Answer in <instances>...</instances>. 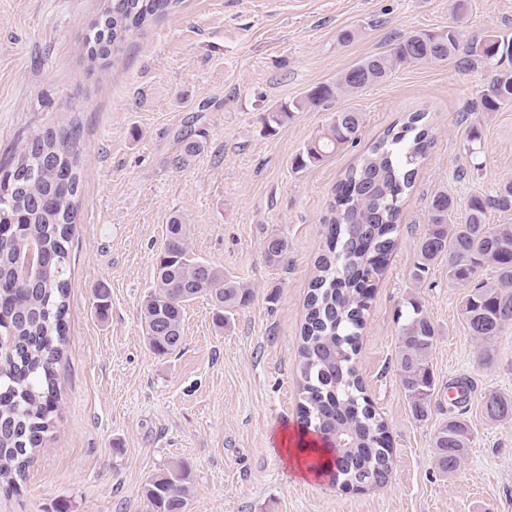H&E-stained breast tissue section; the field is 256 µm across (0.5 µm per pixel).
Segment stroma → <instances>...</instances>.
<instances>
[{
    "mask_svg": "<svg viewBox=\"0 0 512 512\" xmlns=\"http://www.w3.org/2000/svg\"><path fill=\"white\" fill-rule=\"evenodd\" d=\"M107 0H0V161L45 127L81 125L79 212L71 243L67 345L55 364L60 396L49 429L0 512H149L145 484L172 463L195 487L190 512H512V421L489 423L480 401L464 416L473 442L441 473L434 434L448 418L436 397L416 420L400 387L395 313L408 297L437 331V389L468 376L478 391L512 395V326L489 366L460 314L466 287L446 261L413 277L431 199L457 212L512 179V107L492 117L472 102L488 79L459 59L415 64L387 81L267 126L391 37L461 25L465 38L512 35V0H183L135 34L116 62L90 59L86 38ZM355 30L343 44L341 31ZM347 107L363 114L356 143L327 162L293 158ZM426 113L435 145L403 206L397 245L372 281L356 365L387 424L388 481L362 492L294 475L269 443L297 431L305 301L334 216L333 188L383 131ZM478 127L481 141L469 147ZM197 150L185 155L187 142ZM195 254L252 288L250 304L214 321L202 298L184 313L179 352L160 357L140 318L156 254L173 217ZM279 234L288 259L266 262ZM109 292L99 315L95 290Z\"/></svg>",
    "mask_w": 512,
    "mask_h": 512,
    "instance_id": "obj_1",
    "label": "stroma"
}]
</instances>
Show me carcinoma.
I'll return each instance as SVG.
<instances>
[{
  "label": "carcinoma",
  "instance_id": "obj_1",
  "mask_svg": "<svg viewBox=\"0 0 512 512\" xmlns=\"http://www.w3.org/2000/svg\"><path fill=\"white\" fill-rule=\"evenodd\" d=\"M182 0H112L102 13L105 38L88 45L93 60L117 54L123 43ZM490 71L478 93L477 109L487 115L512 105V37L496 34L462 42V31L448 27L400 37L390 48L370 55L342 72L336 81L314 87L296 101L268 115L279 125L330 99L351 97L388 79L398 68L446 61L460 50ZM424 112L383 133L336 189V217L327 228L325 248L306 299L300 357L305 377L303 428L324 441L334 440V480L345 485L384 484L392 470L385 442L387 425L365 396L355 365L365 325L368 285L379 274V259L396 246L404 196L414 186L418 167L434 144ZM362 113L353 108L333 113L330 122L294 158L303 170L327 161L358 138ZM79 133L48 127L34 135L6 166L0 165V483L12 488L22 478L29 454L48 430L58 399L53 365L65 343L67 274L80 175ZM512 210V181L489 196H475L462 219L452 218L453 202L435 195L428 207L427 228L419 246L414 275L448 262V280L467 286L462 317L480 344V362L493 360L492 341L512 325V224L490 226V210ZM46 255L45 265L25 266L29 244ZM265 258L285 262L288 241L279 235L264 240ZM491 270V277L484 271ZM156 281L144 299L142 314L149 348L166 356L182 347L185 306L211 299L216 322L224 313L246 306L252 289L243 281L198 258L190 248L189 225L178 218L167 225L157 257ZM397 368L413 416L428 419L436 381L431 356L437 330L424 305L409 297L398 307ZM491 423L512 419V396L495 391L480 397ZM473 433L462 414L451 415L435 432L434 462L443 473L457 471L467 458ZM150 512H188L194 498L187 468L179 463L144 487Z\"/></svg>",
  "mask_w": 512,
  "mask_h": 512
}]
</instances>
